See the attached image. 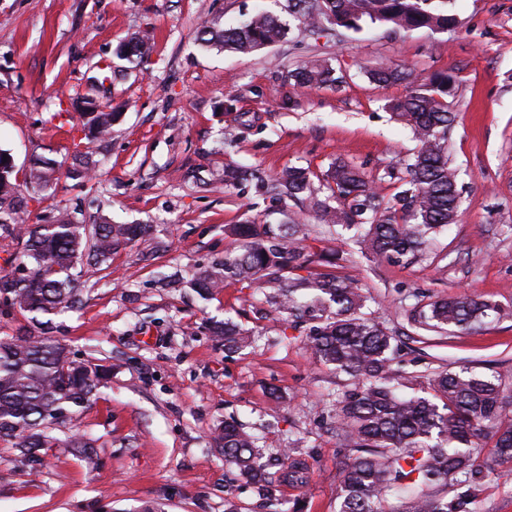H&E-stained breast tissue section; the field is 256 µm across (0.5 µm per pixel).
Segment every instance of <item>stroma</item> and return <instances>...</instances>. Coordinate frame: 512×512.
<instances>
[{"label":"stroma","mask_w":512,"mask_h":512,"mask_svg":"<svg viewBox=\"0 0 512 512\" xmlns=\"http://www.w3.org/2000/svg\"><path fill=\"white\" fill-rule=\"evenodd\" d=\"M259 12L286 25L282 42L240 55L197 39L205 22L236 25ZM452 12L457 23L445 31L365 21L310 36L288 0H0V149L22 173L36 157L72 165L79 142L99 162L90 176H60L45 192L21 188L29 223L78 210L90 222L152 227L148 241L108 263L82 265V306L54 316L51 337L70 360L103 359L112 374L90 405L55 425L58 442L39 461L0 440V512H141L148 502L164 512H224L228 499L241 512H276L279 501L297 499L303 512H338L349 449L336 435V401L348 376L315 359L305 325L268 311L266 289L235 284L204 299L162 282L223 261L235 246L225 225L281 221L278 204L251 186L225 189V160L267 177L302 166L318 181L339 157L377 176L412 154L411 131L386 108L405 85L370 78L385 63L419 83L437 72L455 79L456 224L432 233L425 254L405 265L367 260L356 230L329 233L305 205L295 215L313 248L341 252L370 310L399 332L401 394L428 395L433 373L463 369L501 379L512 397V0H454ZM143 31L153 43L148 61L118 58V46ZM310 60L331 64L344 83L298 87L290 73ZM86 98L117 111L110 136L85 141ZM464 293L506 316L448 332L442 343L407 340L414 312ZM224 320L250 333L247 347L230 353L213 338L210 322ZM227 420L266 456L298 449L307 484L259 494L215 444ZM76 435L92 442L94 465L71 450ZM491 447L482 440L472 510L512 512V469Z\"/></svg>","instance_id":"35a3bbf8"}]
</instances>
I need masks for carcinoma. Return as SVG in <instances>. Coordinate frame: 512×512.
Returning <instances> with one entry per match:
<instances>
[{
	"mask_svg": "<svg viewBox=\"0 0 512 512\" xmlns=\"http://www.w3.org/2000/svg\"><path fill=\"white\" fill-rule=\"evenodd\" d=\"M451 0H288L291 14L311 34L340 28H359L365 18L396 30H446L456 21ZM286 27L272 14H260L237 26L205 23L198 30L204 46L250 54L281 42ZM148 37L136 35L123 43L119 55L137 66L148 58ZM306 88L336 86L343 76L319 61L299 65L292 73ZM381 86L406 83L404 95L390 100L393 116L413 132L415 153L382 177L367 174L356 164L334 161L316 187L311 172L290 166L273 178L224 164V186L255 182L258 192L278 200L286 220L279 224L244 221L226 225L238 248L224 254L218 267L201 268L189 284L211 295L231 283L257 284L272 289L269 300L284 318L298 316L308 325V346L315 358L351 377L354 388L337 401L336 432L348 447L360 452L344 463L339 512H389V496L401 493L409 501L406 512H472L483 465L474 447L486 436L493 440L496 462L512 466V415L497 380L468 371L443 370L429 379L432 398H402L396 392L401 373L394 367V331L365 312L368 296L358 282L341 272L339 252H310L304 246L307 225L292 218L291 202L306 201L319 221L329 226L360 230L364 253L374 260L403 262L426 252L428 235L456 223L459 209L457 173L448 162V133L455 113L448 97L455 81L436 73L413 84L399 67L381 65L371 72ZM87 139L112 131L117 113L106 107L82 113ZM0 150V231L23 242V261L0 271V300L8 310L31 315V325L15 336L0 338V439L11 440L25 455L49 448L55 441L51 426L84 408L112 367L102 363L76 364L65 347L45 336L39 315H55L82 304L77 288V265H102L112 254L150 236L147 224H87L79 212L61 214L51 224H24L17 190V171ZM74 173L95 169L92 154L76 150ZM58 167L37 158L26 175L39 191L52 188ZM390 178L399 191L387 201L381 182ZM496 304L465 294L450 295L428 304L411 316L416 330L446 328L475 331ZM224 348L248 345L245 333L224 322L212 330ZM217 441L224 460L246 482L266 487L264 453L254 436L235 422H226ZM288 466L277 478L281 484L305 483L304 463L283 450ZM468 490L452 499L448 482Z\"/></svg>",
	"mask_w": 512,
	"mask_h": 512,
	"instance_id": "1",
	"label": "carcinoma"
}]
</instances>
